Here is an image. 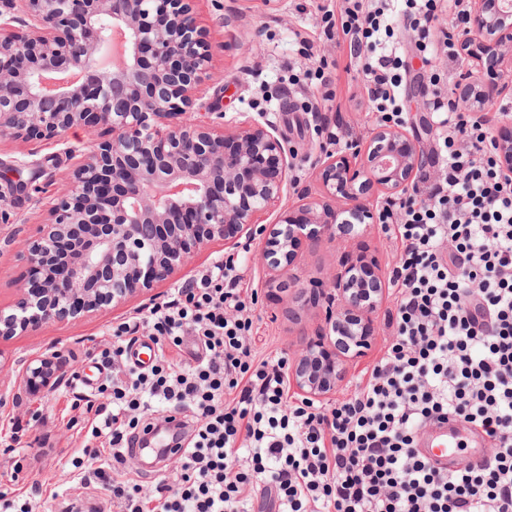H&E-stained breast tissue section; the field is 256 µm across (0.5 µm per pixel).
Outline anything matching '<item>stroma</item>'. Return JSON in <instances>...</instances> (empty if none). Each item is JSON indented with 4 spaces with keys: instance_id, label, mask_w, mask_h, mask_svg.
<instances>
[{
    "instance_id": "obj_1",
    "label": "stroma",
    "mask_w": 512,
    "mask_h": 512,
    "mask_svg": "<svg viewBox=\"0 0 512 512\" xmlns=\"http://www.w3.org/2000/svg\"><path fill=\"white\" fill-rule=\"evenodd\" d=\"M330 0H196L194 12L208 40L219 49L211 63V78L199 96L211 111L225 119L270 122L278 136L295 152L297 190L317 199L323 194L318 176L330 134L344 140L366 137L376 127L366 88L358 79L359 60L346 47L325 37L321 27L324 7ZM405 72L401 86L404 126L409 133L430 141V115L425 101L430 92L429 68L414 48L413 33H405ZM328 64L332 83L299 87L292 76L302 75L311 60ZM318 100L319 112H309L304 104ZM88 130L76 127L51 140L35 138L0 139V311L12 313L25 268L18 258L35 225L45 214L39 198L64 194L72 172L79 163L70 147L90 141ZM375 261V272L387 277L398 255L389 234L381 225L371 229L356 227L349 243L325 240L315 247L298 250L292 266L299 286L307 287L334 278L337 271L358 256ZM244 261L245 278L257 291L255 325L263 356L293 359L302 335L314 334L322 322L319 309L306 305L291 289L281 288L270 277L254 252L223 240L208 242L184 266L172 282L157 288L153 298L136 297L125 305L105 308L64 323L43 324L31 334L0 336V377L17 369L26 360L51 347L65 348L69 354L72 384L41 400L45 419L29 422L14 431L8 419L0 420V512L21 500L32 487H40L49 499L51 512H63L73 504L74 512H112L111 501L99 490L100 482L90 466H76L90 424L76 392L97 393L107 385L110 371L100 354L112 344V330L143 316L148 306L170 297L175 287L188 284L211 268L219 258ZM395 302L383 305L373 318L374 340L366 355L353 360L337 399L351 397L364 372L384 353L392 334L387 326Z\"/></svg>"
}]
</instances>
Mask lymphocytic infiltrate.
<instances>
[{"instance_id":"obj_1","label":"lymphocytic infiltrate","mask_w":512,"mask_h":512,"mask_svg":"<svg viewBox=\"0 0 512 512\" xmlns=\"http://www.w3.org/2000/svg\"><path fill=\"white\" fill-rule=\"evenodd\" d=\"M390 0H341L326 29L360 57L372 109H403L400 41ZM420 52L459 51L443 13L464 21L465 0H406ZM429 111L442 113L438 169L427 197L379 214L393 224L398 294L387 350L352 397L329 409L288 402L285 358L257 356L249 288L234 262L213 266L146 321L150 369L129 363L134 326L122 324L102 357L111 411L95 410L84 448L114 512H512V181H503L489 118L465 115L431 77ZM192 410L191 440L152 510L125 476L120 448L152 403ZM451 415L494 445L478 466L447 473L419 453L429 422Z\"/></svg>"}]
</instances>
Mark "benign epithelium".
Wrapping results in <instances>:
<instances>
[{
  "label": "benign epithelium",
  "mask_w": 512,
  "mask_h": 512,
  "mask_svg": "<svg viewBox=\"0 0 512 512\" xmlns=\"http://www.w3.org/2000/svg\"><path fill=\"white\" fill-rule=\"evenodd\" d=\"M191 2L0 0L31 26L27 35L0 39V136L53 139L73 127L112 134L92 146L69 194L44 203L49 219L20 255L28 278L15 312L0 315L1 336L148 294L216 237L260 241L261 257L285 274L302 245L335 237V224H367L374 210L413 193L426 147L379 125L324 158L326 200L260 224L294 184L295 154L273 125L239 129L189 118L174 129L158 126L188 114L192 90L210 78L213 46ZM457 38L475 70L492 65L485 81L462 76L474 87L463 104L483 112L511 96L500 67L512 52V0H469ZM497 145L501 175L511 181L512 127ZM383 299L381 279L367 291L351 265L310 289V301L325 304V330L302 340L291 367L301 396L336 393L346 374L341 355L370 346L371 316ZM330 331L347 335L340 354ZM69 373L62 351L43 353L14 381L0 382V407L66 386Z\"/></svg>",
  "instance_id": "1"
}]
</instances>
